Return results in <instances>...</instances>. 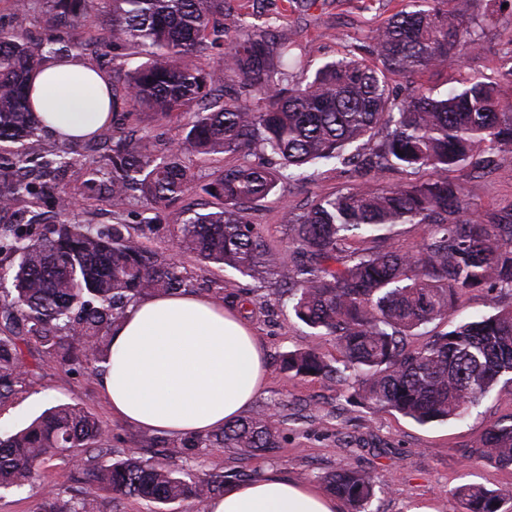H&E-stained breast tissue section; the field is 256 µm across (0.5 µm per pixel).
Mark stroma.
I'll list each match as a JSON object with an SVG mask.
<instances>
[{
    "instance_id": "stroma-1",
    "label": "stroma",
    "mask_w": 512,
    "mask_h": 512,
    "mask_svg": "<svg viewBox=\"0 0 512 512\" xmlns=\"http://www.w3.org/2000/svg\"><path fill=\"white\" fill-rule=\"evenodd\" d=\"M454 5L474 25L480 35L479 44L467 51L459 64L420 76V83L442 93L465 80H491L499 84L503 95L512 96V81L505 74L507 63L502 58L504 44L512 41V10L493 6L490 0H454ZM231 7L235 17L250 14L275 19V34L302 48L315 68L349 54L371 60L374 31L397 10L398 0H319L307 11L290 7L287 0H231ZM50 18L46 0H30L22 12L16 11L13 0H0V28L20 26L35 39L57 33L67 43L84 44L85 29L58 31ZM191 120L188 112L169 119L140 112L126 120L125 128L148 152L158 155L183 137ZM79 151L66 177L73 206L64 219L72 224H95L104 230L118 222L132 226L142 223L149 214V205L139 193H130L122 210L117 211L107 196L87 189L86 171L94 161L111 153V140L84 142ZM232 161L229 155L212 157L204 164L190 160L196 188L181 201L158 210V221L145 241L148 248L171 253L173 228L183 209L199 213L214 210V200L203 187ZM453 177L464 187L473 211L483 213L512 203V160L490 173L465 168L454 171ZM352 182L344 166L312 180L282 181L275 194L252 209L251 219L265 225L274 245L287 249L284 210L303 212L317 197L343 190ZM183 264L193 276L196 293L212 297L224 281H232L233 294L226 302L242 307L243 318L255 330L266 353L267 382L253 407L274 409L280 446L269 456L244 455L233 448H202L177 458L180 468L200 477L220 471L255 477L273 472L316 486L324 473L355 467L370 471L382 483L370 512H419L425 506L433 512H464L455 494L461 485L512 489V468L495 467L473 453L484 430L496 419L512 414V386L495 388L462 418L445 423L420 425L396 412L351 405L345 385L299 377L283 368L284 354L302 345L318 347L332 361L340 353L332 337L310 335L308 327L294 317L277 279L244 276L190 257L184 258ZM496 304L491 292H467L457 298L447 318L429 324L427 330L448 331L460 321L493 311ZM28 363L34 366V373L14 395L0 403V433L11 432L51 405L69 403L84 408L108 426L109 445L115 452L132 450L149 457L157 450L178 446L176 438L152 434L115 417L100 390L99 370H74L33 357ZM83 482L82 472L68 457H55L31 485L21 490H0V512H41L44 487H55L68 498L81 489Z\"/></svg>"
}]
</instances>
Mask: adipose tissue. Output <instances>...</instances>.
I'll list each match as a JSON object with an SVG mask.
<instances>
[{"mask_svg":"<svg viewBox=\"0 0 512 512\" xmlns=\"http://www.w3.org/2000/svg\"><path fill=\"white\" fill-rule=\"evenodd\" d=\"M32 96L44 131L93 135L110 118L104 75L81 57L46 58ZM102 392L115 416L157 433L201 435L240 419L262 389L263 347L237 311L205 295L152 296L110 332ZM203 512H340L335 498L273 473L226 487Z\"/></svg>","mask_w":512,"mask_h":512,"instance_id":"obj_1","label":"adipose tissue"}]
</instances>
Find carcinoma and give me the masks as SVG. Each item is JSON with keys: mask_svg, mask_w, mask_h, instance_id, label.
Returning a JSON list of instances; mask_svg holds the SVG:
<instances>
[{"mask_svg": "<svg viewBox=\"0 0 512 512\" xmlns=\"http://www.w3.org/2000/svg\"><path fill=\"white\" fill-rule=\"evenodd\" d=\"M60 28L98 30L83 50H126L143 58L123 92L110 90L112 169L104 193L119 209L136 188L159 206L193 189L183 157L216 154L235 163L204 187L218 210L179 214L173 240L182 256L242 275L277 276L288 289L294 316L341 354L334 365L315 347L288 352L283 366L296 376L341 382L348 401L395 411L418 424L461 417L499 383L512 384V204L477 214L448 173L472 166L492 170L512 158V100L498 84L471 81L437 95L422 84L400 100L391 81L457 64L478 45L476 30L449 8L452 0H406L372 37L378 64L354 56L324 63L291 86L288 70L303 55L273 35L224 45L226 0H104L107 23L91 14V0H49ZM203 68L197 59L208 56ZM73 47L27 33L0 30V208L25 204L14 224L0 225V319L20 330L0 336V399L9 398L28 373L24 350L78 368L105 361L109 330L129 305L146 296L193 292L191 276L173 258L146 248L117 223L105 232L91 224H60L34 237V209L53 199L59 215L71 207L63 182L74 159L35 150L40 133L33 116L31 79L47 56L68 57ZM200 105L185 137L152 158L120 135L121 120L135 112L162 118ZM386 134L377 137L380 129ZM272 153L280 169L253 165L248 156ZM316 164L352 165L350 187L319 197L308 210H285L288 250L274 246L249 205L265 199L283 179L309 177ZM389 169L426 179L380 187ZM399 224H424L416 251L392 250ZM497 293L496 311L432 335L419 348L407 337L448 316L458 294ZM107 427L85 409L58 404L20 429L0 436V489L21 488L56 456L79 461L99 490L157 504L192 499L203 505L224 493L232 476L197 479L170 463L132 451L106 465ZM218 445L252 456L279 447L278 423L263 409L205 436L190 435L163 456L172 459ZM480 458L512 467V415L480 437ZM326 489L348 512H368L380 488L369 472L332 471ZM466 512H512V491L465 485L456 490ZM41 512H102L99 494L65 499L44 492Z\"/></svg>", "mask_w": 512, "mask_h": 512, "instance_id": "1", "label": "carcinoma"}]
</instances>
